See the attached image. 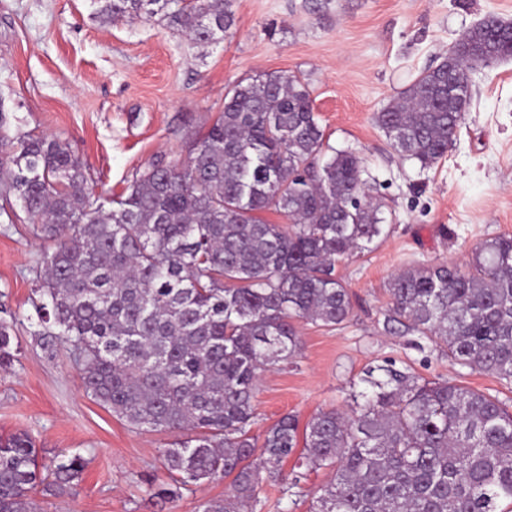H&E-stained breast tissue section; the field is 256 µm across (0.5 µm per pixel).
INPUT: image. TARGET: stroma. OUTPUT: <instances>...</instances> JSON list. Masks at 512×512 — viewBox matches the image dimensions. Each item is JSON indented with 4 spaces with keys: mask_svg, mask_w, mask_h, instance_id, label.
Masks as SVG:
<instances>
[{
    "mask_svg": "<svg viewBox=\"0 0 512 512\" xmlns=\"http://www.w3.org/2000/svg\"><path fill=\"white\" fill-rule=\"evenodd\" d=\"M93 0H0V101L14 127L66 142L95 193L120 194L156 158L178 163L224 109L226 92L259 75L296 74L307 85L324 143L354 152L386 232L336 274L352 311L339 328L297 324L299 353L263 371L252 435L286 414L299 425L350 408L369 368L395 363L512 406V384L452 365L404 326L384 331L392 275L416 264L467 266L483 241L512 235V59L468 70L471 102L436 165L397 154L374 116L424 70L440 64L473 25L512 21V0H234L224 38L200 45L166 22L102 24ZM43 246L23 222L0 223V292L17 320L32 313L31 267ZM0 371V436L34 439L41 463L86 461L79 485L39 498L41 512H198L227 482L157 498L170 478L161 452L175 436L143 433L88 396L69 349L46 354L27 331ZM292 487L262 483L256 512H308L327 480L286 461Z\"/></svg>",
    "mask_w": 512,
    "mask_h": 512,
    "instance_id": "1",
    "label": "stroma"
}]
</instances>
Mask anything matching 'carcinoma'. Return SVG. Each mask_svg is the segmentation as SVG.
Here are the masks:
<instances>
[{
  "instance_id": "cac0c4a2",
  "label": "carcinoma",
  "mask_w": 512,
  "mask_h": 512,
  "mask_svg": "<svg viewBox=\"0 0 512 512\" xmlns=\"http://www.w3.org/2000/svg\"><path fill=\"white\" fill-rule=\"evenodd\" d=\"M105 24L157 17L199 44L223 39L232 0H94ZM463 68L423 71L377 113L402 157L427 168L452 144L471 88L464 69L512 58V33L482 25L454 46ZM0 102V214L20 206L48 242L35 261V317L28 332L54 353H78L88 395L131 428L178 431L163 450L174 499L181 490L231 479L202 512H254L260 471L277 483L285 460L328 469L309 512H501L512 501V411L497 398L393 365L368 371L355 408L290 414L258 440L260 373L300 351L299 320L336 329L350 315L336 265L384 233L366 199L359 158L325 160L310 93L291 73L233 86L224 111L187 160L156 159L104 207L89 173L54 137L10 134ZM273 210L288 223L258 213ZM383 327L434 341L448 361L512 383V237L476 247L466 268L419 264L387 283ZM0 367L14 362L16 322L2 317ZM302 451H297L298 445ZM75 455L47 468L32 436L0 439V512H39L81 481Z\"/></svg>"
}]
</instances>
